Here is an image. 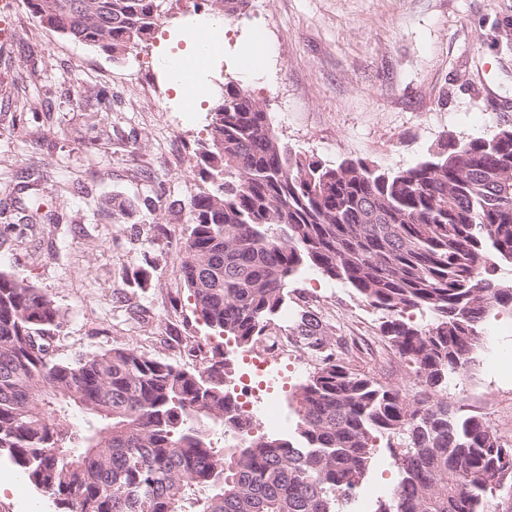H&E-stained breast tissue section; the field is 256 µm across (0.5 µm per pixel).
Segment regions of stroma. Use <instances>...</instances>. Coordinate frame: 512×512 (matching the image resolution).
I'll return each mask as SVG.
<instances>
[{
  "label": "stroma",
  "mask_w": 512,
  "mask_h": 512,
  "mask_svg": "<svg viewBox=\"0 0 512 512\" xmlns=\"http://www.w3.org/2000/svg\"><path fill=\"white\" fill-rule=\"evenodd\" d=\"M220 75L258 99L280 138L327 163L363 158L414 166L448 136L489 137L512 125V0H251L224 23ZM262 42L257 68L239 66L243 46ZM159 46L122 59L38 26L23 0H0V182L47 176L42 208L59 224L27 227L30 193L0 194V271L33 285L60 307L61 353L74 358L136 348L174 365L200 367L222 346L233 380L250 375L249 353L220 341L194 314L179 253L189 200L205 183L194 166L206 112H186L157 71ZM107 88L106 106L95 92ZM163 190L158 210L113 214V200ZM156 262L148 283L140 269ZM281 315L293 326L306 307L335 325L337 353L380 383L414 394L413 377L381 336L380 316L344 283L302 269ZM200 343L192 351V343ZM315 363L288 350V375L269 389L255 419L273 410L281 433L294 427L296 395ZM447 398L481 416L512 444V313L490 316L467 371L450 376ZM0 512H54L0 456ZM398 480L390 454L377 451L352 512H375Z\"/></svg>",
  "instance_id": "35a3bbf8"
}]
</instances>
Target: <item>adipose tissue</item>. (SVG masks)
Returning <instances> with one entry per match:
<instances>
[{
    "label": "adipose tissue",
    "instance_id": "obj_1",
    "mask_svg": "<svg viewBox=\"0 0 512 512\" xmlns=\"http://www.w3.org/2000/svg\"><path fill=\"white\" fill-rule=\"evenodd\" d=\"M224 49V23L208 17L185 26L169 43L159 62L165 83L185 111H200L209 99L211 63Z\"/></svg>",
    "mask_w": 512,
    "mask_h": 512
}]
</instances>
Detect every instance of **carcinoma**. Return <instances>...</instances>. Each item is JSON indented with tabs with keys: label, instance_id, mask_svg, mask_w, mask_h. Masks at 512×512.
I'll use <instances>...</instances> for the list:
<instances>
[{
	"label": "carcinoma",
	"instance_id": "obj_1",
	"mask_svg": "<svg viewBox=\"0 0 512 512\" xmlns=\"http://www.w3.org/2000/svg\"><path fill=\"white\" fill-rule=\"evenodd\" d=\"M25 3L43 27L118 60L150 41L164 0ZM249 4L193 8L232 19ZM195 158L211 189L189 202L183 281L217 336L250 347L281 336L316 358L293 432L248 433L218 345L193 371L134 348L57 356L60 307L0 272V455L57 512H345L382 441L399 479L375 512H499L512 446L443 391L473 362L489 316L512 310L500 277L512 265V127L448 138L407 169L332 165L282 142L226 77ZM305 267L382 314L420 391L345 365L315 310L283 331L288 283Z\"/></svg>",
	"mask_w": 512,
	"mask_h": 512
}]
</instances>
